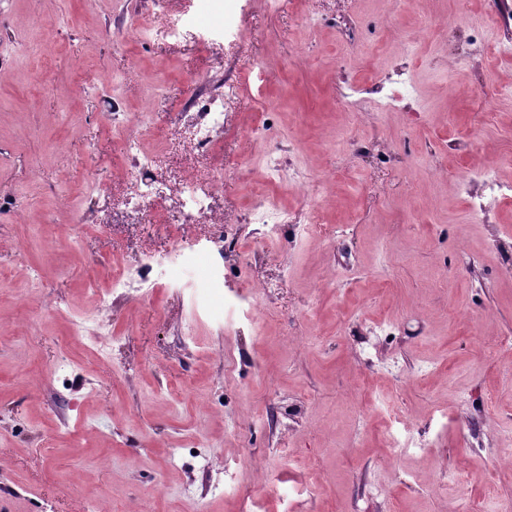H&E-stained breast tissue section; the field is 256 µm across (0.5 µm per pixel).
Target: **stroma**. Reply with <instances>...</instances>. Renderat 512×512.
I'll return each mask as SVG.
<instances>
[{
    "label": "stroma",
    "mask_w": 512,
    "mask_h": 512,
    "mask_svg": "<svg viewBox=\"0 0 512 512\" xmlns=\"http://www.w3.org/2000/svg\"><path fill=\"white\" fill-rule=\"evenodd\" d=\"M512 0H0V505L9 512H498L512 501ZM231 30L177 45L170 18ZM57 60L41 93V54ZM216 150L195 81L240 79ZM150 117L165 221L126 204ZM224 184L186 282L114 291L165 254L184 178ZM110 186L108 196L91 183ZM325 243L243 223L252 186ZM480 202L483 210L473 213ZM240 251H220L223 227ZM222 294L194 314L211 263ZM360 279L327 286L347 263ZM435 456L393 457L387 408ZM461 470L447 489L434 474ZM198 112H189V125L184 133L192 149L201 153L214 151L217 136L224 131V94L198 98Z\"/></svg>",
    "instance_id": "obj_1"
}]
</instances>
